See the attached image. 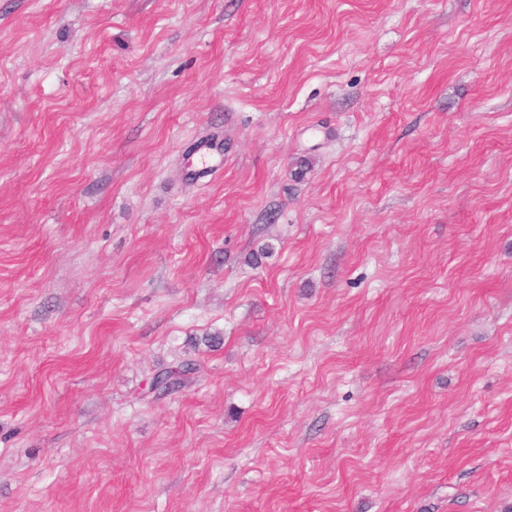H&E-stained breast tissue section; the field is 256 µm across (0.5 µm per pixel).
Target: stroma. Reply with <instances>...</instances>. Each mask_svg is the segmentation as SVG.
<instances>
[{
	"mask_svg": "<svg viewBox=\"0 0 512 512\" xmlns=\"http://www.w3.org/2000/svg\"><path fill=\"white\" fill-rule=\"evenodd\" d=\"M510 504L512 0H0V512ZM196 370L191 361H182L176 368H169L157 372L153 376L152 386L162 393L178 390L185 382V377Z\"/></svg>",
	"mask_w": 512,
	"mask_h": 512,
	"instance_id": "obj_1",
	"label": "stroma"
}]
</instances>
